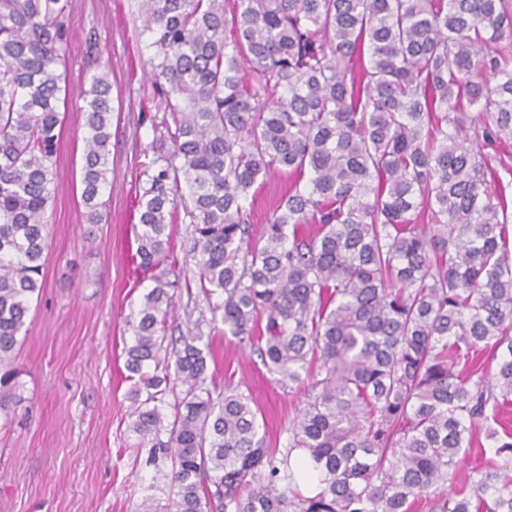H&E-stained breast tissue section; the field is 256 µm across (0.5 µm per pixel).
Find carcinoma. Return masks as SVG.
<instances>
[{"label": "carcinoma", "instance_id": "carcinoma-1", "mask_svg": "<svg viewBox=\"0 0 512 512\" xmlns=\"http://www.w3.org/2000/svg\"><path fill=\"white\" fill-rule=\"evenodd\" d=\"M138 5L156 111L141 118L154 141L135 225L154 285L126 318L124 364L129 430L156 467L141 512H512L505 427L488 428L494 457L469 491L444 493L479 425L512 404V183L483 153L512 143V0ZM69 14V0H0L3 394L42 288ZM111 90L93 75L82 109L89 224L103 221ZM276 172L288 192L252 242L246 203ZM180 212L187 301L307 390L283 451L250 394L207 383L200 322L164 347ZM190 224L183 223L179 224H170L169 230L171 234L172 242L175 244V247L178 252V258H179V264L177 266V271L181 270L182 267H184V272H186L187 276H192V270H194L193 262L187 258V264H185V257H186V250L189 248V231H190ZM181 274V280L180 283L183 286L184 279L183 274Z\"/></svg>", "mask_w": 512, "mask_h": 512}]
</instances>
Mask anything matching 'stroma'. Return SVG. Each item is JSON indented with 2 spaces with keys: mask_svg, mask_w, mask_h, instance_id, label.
Instances as JSON below:
<instances>
[{
  "mask_svg": "<svg viewBox=\"0 0 512 512\" xmlns=\"http://www.w3.org/2000/svg\"><path fill=\"white\" fill-rule=\"evenodd\" d=\"M66 114L53 158L55 193L47 210L44 288L31 303L28 332L14 351L15 388L0 402V512H138L149 478L134 464L127 430L133 411L123 347L125 317L143 292L133 271L137 163L152 141L141 119L152 95L144 74L152 55L136 0H71ZM108 71L115 112L104 220L87 223L81 199L84 92ZM288 188L270 177L251 210L259 238ZM216 384L249 389L271 445L307 394L275 382L257 356L211 334Z\"/></svg>",
  "mask_w": 512,
  "mask_h": 512,
  "instance_id": "obj_1",
  "label": "stroma"
}]
</instances>
